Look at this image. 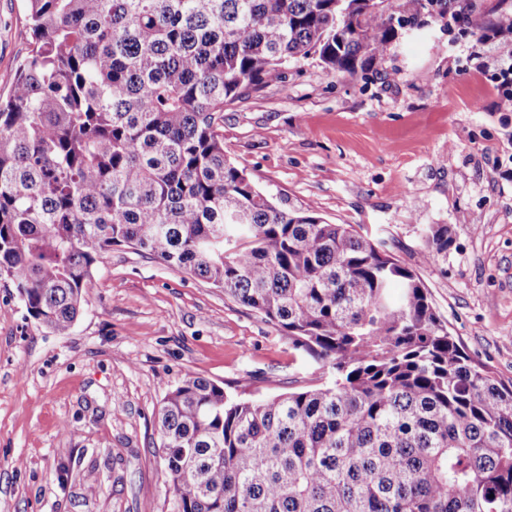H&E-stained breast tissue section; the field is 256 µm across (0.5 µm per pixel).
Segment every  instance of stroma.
Returning a JSON list of instances; mask_svg holds the SVG:
<instances>
[{"instance_id":"35a3bbf8","label":"stroma","mask_w":512,"mask_h":512,"mask_svg":"<svg viewBox=\"0 0 512 512\" xmlns=\"http://www.w3.org/2000/svg\"><path fill=\"white\" fill-rule=\"evenodd\" d=\"M25 0H0V94L27 56ZM478 38L436 18L400 30L355 76L318 61L226 105L224 152L274 202L368 228L415 270L465 352L512 380V112L469 72ZM470 214L474 225L458 223ZM445 224V261L421 228ZM69 335L49 333L0 279V512H168L156 420L198 375L279 395L328 381L322 363L223 289L127 246L95 271ZM97 493H88V485Z\"/></svg>"}]
</instances>
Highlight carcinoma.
I'll return each instance as SVG.
<instances>
[{"instance_id":"cac0c4a2","label":"carcinoma","mask_w":512,"mask_h":512,"mask_svg":"<svg viewBox=\"0 0 512 512\" xmlns=\"http://www.w3.org/2000/svg\"><path fill=\"white\" fill-rule=\"evenodd\" d=\"M0 98V277L65 335L114 246L202 278L334 380L242 398L189 375L157 417L170 512H512V384L418 274L275 204L224 153V105L317 58L355 76L450 0H27ZM512 0L482 13L483 35ZM423 258H448L426 224Z\"/></svg>"}]
</instances>
